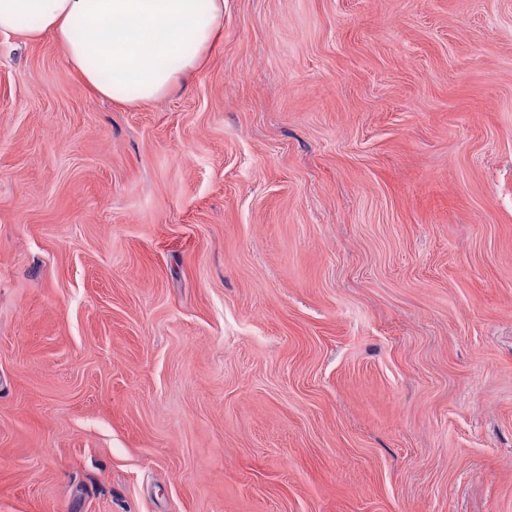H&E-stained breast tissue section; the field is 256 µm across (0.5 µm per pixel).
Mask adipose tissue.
Returning <instances> with one entry per match:
<instances>
[{
    "mask_svg": "<svg viewBox=\"0 0 512 512\" xmlns=\"http://www.w3.org/2000/svg\"><path fill=\"white\" fill-rule=\"evenodd\" d=\"M223 19L224 0H0V33L54 39L97 93L138 104L196 72Z\"/></svg>",
    "mask_w": 512,
    "mask_h": 512,
    "instance_id": "adipose-tissue-1",
    "label": "adipose tissue"
}]
</instances>
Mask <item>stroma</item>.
Returning a JSON list of instances; mask_svg holds the SVG:
<instances>
[{
	"instance_id": "1",
	"label": "stroma",
	"mask_w": 512,
	"mask_h": 512,
	"mask_svg": "<svg viewBox=\"0 0 512 512\" xmlns=\"http://www.w3.org/2000/svg\"><path fill=\"white\" fill-rule=\"evenodd\" d=\"M0 512H512V0L0 34ZM223 19L224 0H0V33L54 39L97 93L138 104L196 72Z\"/></svg>"
}]
</instances>
